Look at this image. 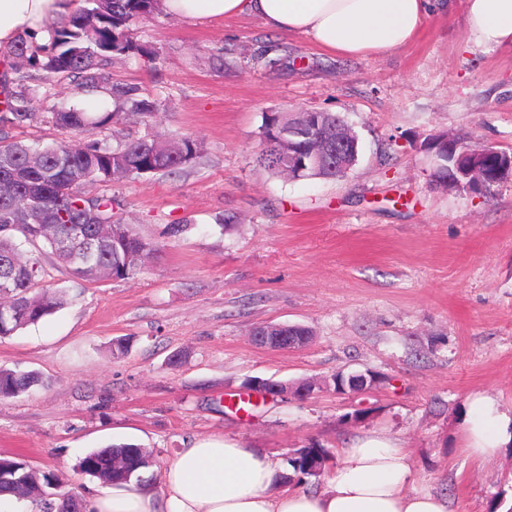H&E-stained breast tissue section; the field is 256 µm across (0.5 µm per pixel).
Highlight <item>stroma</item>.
I'll use <instances>...</instances> for the list:
<instances>
[{"label": "stroma", "mask_w": 512, "mask_h": 512, "mask_svg": "<svg viewBox=\"0 0 512 512\" xmlns=\"http://www.w3.org/2000/svg\"><path fill=\"white\" fill-rule=\"evenodd\" d=\"M132 35L144 53L114 59L112 79L161 111L98 141L190 135L204 158L175 177L98 187L161 250L133 278L87 285L0 340V367L46 381L0 400V455L64 473L89 498L100 485L78 462L92 450L145 448L140 484L156 489L180 448L227 438L317 490L325 476L295 473L290 459L312 445L335 456L374 432L407 448L417 485L455 512H512V447L475 462L459 424L477 394L512 413V182L488 198L442 190L423 148L449 133L512 150V48L473 46L462 0L410 48L376 58L331 55L247 15L193 24L161 12ZM301 109L339 113L356 131L348 177L256 166L266 114ZM228 213L237 222L225 227ZM171 224L184 232L168 236ZM278 322L313 337L293 351L251 342ZM339 370L384 381L341 394L329 385ZM252 379L316 390L272 398L249 392ZM245 395L242 415L229 401Z\"/></svg>", "instance_id": "35a3bbf8"}]
</instances>
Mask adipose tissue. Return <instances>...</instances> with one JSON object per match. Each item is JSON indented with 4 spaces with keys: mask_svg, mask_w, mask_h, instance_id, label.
Returning <instances> with one entry per match:
<instances>
[{
    "mask_svg": "<svg viewBox=\"0 0 512 512\" xmlns=\"http://www.w3.org/2000/svg\"><path fill=\"white\" fill-rule=\"evenodd\" d=\"M164 13L195 23L237 15L275 33L299 34L324 51L380 57L411 47L430 17L452 0H161ZM65 0H0V45L28 34L42 43L47 21ZM472 42L512 46V0H466ZM465 448L478 461L512 443V414L475 395L464 425ZM91 512H453L442 493L414 485L407 449L376 434L341 449L326 488L291 489L272 455L234 441L179 449L163 472L161 493L114 489L90 500Z\"/></svg>",
    "mask_w": 512,
    "mask_h": 512,
    "instance_id": "ef3b65f1",
    "label": "adipose tissue"
}]
</instances>
